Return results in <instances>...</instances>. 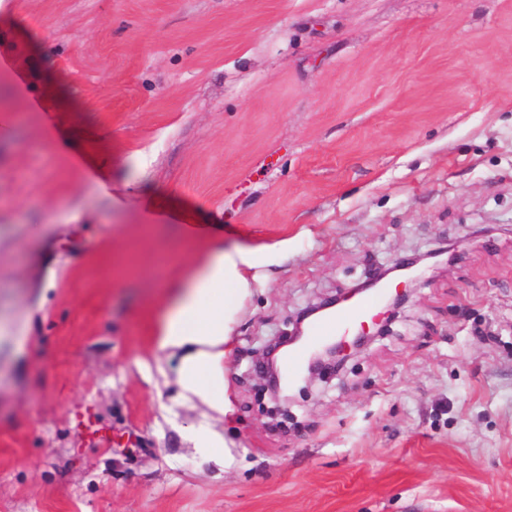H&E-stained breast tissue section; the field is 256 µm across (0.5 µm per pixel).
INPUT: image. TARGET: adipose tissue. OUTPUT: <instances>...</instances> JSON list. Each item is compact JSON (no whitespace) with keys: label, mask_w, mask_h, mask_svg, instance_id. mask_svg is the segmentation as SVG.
<instances>
[{"label":"adipose tissue","mask_w":512,"mask_h":512,"mask_svg":"<svg viewBox=\"0 0 512 512\" xmlns=\"http://www.w3.org/2000/svg\"><path fill=\"white\" fill-rule=\"evenodd\" d=\"M257 265L258 251L248 245L217 253L187 280L162 322L161 346L195 348L181 369L184 388L192 393L209 392L218 409L224 406V381L218 368L230 332L225 311L248 294V275Z\"/></svg>","instance_id":"adipose-tissue-1"}]
</instances>
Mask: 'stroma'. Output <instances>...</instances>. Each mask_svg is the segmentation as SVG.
I'll list each match as a JSON object with an SVG mask.
<instances>
[{"label": "stroma", "mask_w": 512, "mask_h": 512, "mask_svg": "<svg viewBox=\"0 0 512 512\" xmlns=\"http://www.w3.org/2000/svg\"><path fill=\"white\" fill-rule=\"evenodd\" d=\"M3 125L0 512H512V0H13ZM445 241L275 414L266 340ZM244 243L219 412L160 328Z\"/></svg>", "instance_id": "obj_1"}]
</instances>
